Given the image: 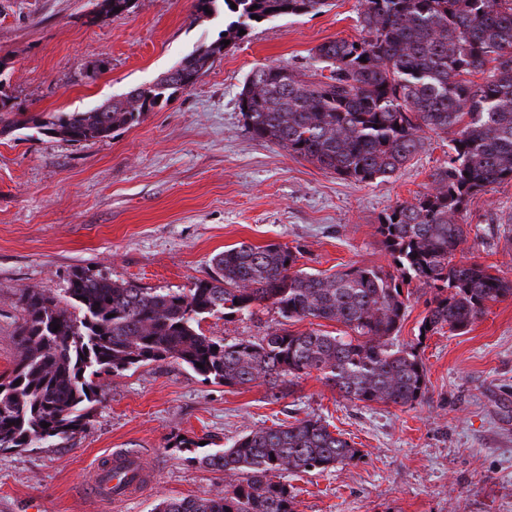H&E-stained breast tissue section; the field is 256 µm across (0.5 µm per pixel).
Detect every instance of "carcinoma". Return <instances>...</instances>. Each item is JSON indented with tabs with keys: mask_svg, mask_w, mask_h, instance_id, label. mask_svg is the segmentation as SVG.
<instances>
[{
	"mask_svg": "<svg viewBox=\"0 0 512 512\" xmlns=\"http://www.w3.org/2000/svg\"><path fill=\"white\" fill-rule=\"evenodd\" d=\"M361 2L358 37L313 49L315 70L329 74L307 82L284 66L260 67L244 82L239 109L253 138L355 183L398 175L428 133L449 138L448 161L426 192L379 218L391 270L308 272L297 267L294 247L238 243L216 254L209 277L187 293L117 283L85 269L73 272L61 295L27 291L20 355L0 376V448L75 438L99 402L95 377L167 359L226 386L259 381L274 388L317 371L350 402L411 407L425 395L426 367L416 346L395 347L391 339L412 295L422 286L431 292L418 328L424 337L462 330L489 304L512 297V279L491 273L463 248L469 198L512 180V0ZM326 6L328 0L194 3L200 16L224 8L230 41L243 39L239 32L254 15L267 21ZM223 50L221 41L200 46L155 83L86 112H62L45 128L69 141L103 140L192 86ZM26 124L0 92V135ZM267 304L288 321L324 320L345 330L275 328L256 341L230 342L199 330L208 315L251 314ZM362 457L319 418L261 427L229 448L188 458L224 474V490L165 497L155 512H295L283 473H322Z\"/></svg>",
	"mask_w": 512,
	"mask_h": 512,
	"instance_id": "carcinoma-1",
	"label": "carcinoma"
}]
</instances>
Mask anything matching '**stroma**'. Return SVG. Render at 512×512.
Returning <instances> with one entry per match:
<instances>
[{"instance_id": "stroma-1", "label": "stroma", "mask_w": 512, "mask_h": 512, "mask_svg": "<svg viewBox=\"0 0 512 512\" xmlns=\"http://www.w3.org/2000/svg\"><path fill=\"white\" fill-rule=\"evenodd\" d=\"M98 0H0V91L37 124L0 136V374L18 357L23 290L65 288L74 269L117 282L185 292L211 258L239 242L300 248V268L388 266L376 226L425 191L446 158L438 137L398 176L354 183L253 139L238 107L252 71L288 66L303 79L310 52L358 35L361 0L252 26L191 87L95 142H71L39 123L87 111L152 84L196 47L224 35V15L197 17L193 0H133L100 13ZM468 256L512 278V180L471 197ZM426 294L398 334L416 345L427 390L411 407H361L318 374L289 391L224 386L164 360L104 377L82 433L61 445L0 449V512H153L161 498L207 497L221 473L187 462L177 437L229 447L246 432L321 418L364 456L323 473L284 474L295 512H512V298L467 329L419 337ZM271 306L201 320L216 340L280 327ZM153 475L140 494L96 501L93 469L115 449Z\"/></svg>"}]
</instances>
